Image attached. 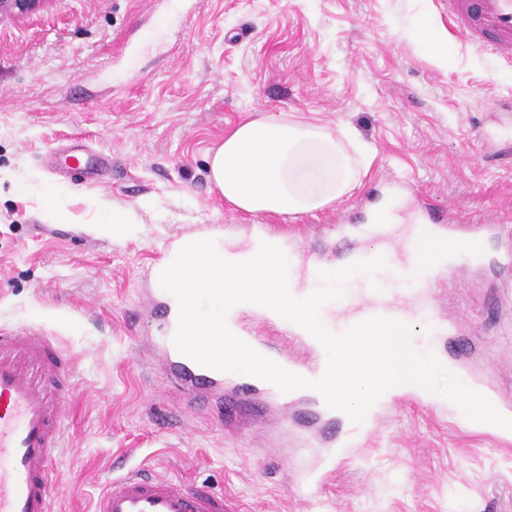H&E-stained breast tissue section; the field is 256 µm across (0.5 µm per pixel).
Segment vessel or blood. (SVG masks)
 Listing matches in <instances>:
<instances>
[{"label":"vessel or blood","mask_w":512,"mask_h":512,"mask_svg":"<svg viewBox=\"0 0 512 512\" xmlns=\"http://www.w3.org/2000/svg\"><path fill=\"white\" fill-rule=\"evenodd\" d=\"M451 28L478 50L497 55L512 64V0H448ZM55 163L64 168L79 167L99 174L107 165L105 156L89 148H71L56 153ZM408 214L422 225L427 236L444 242L461 265H480L484 259L476 246L485 232L512 233L503 224L455 223L449 210L421 198L411 203ZM411 283L402 299H394L384 288L387 276ZM376 283L342 297L332 333L373 317L404 321L417 318L428 336H439L452 325L433 309L434 273L416 277L412 261L387 263L376 272ZM232 332L260 354L286 370L310 380L319 379L327 366L321 343L297 324L282 329L273 326L268 308L253 306L250 314L233 319ZM152 350L159 358L172 389L183 399L187 412L205 408L233 432L241 427V413L256 407L258 399L283 396L264 380L235 383L231 373L204 367L181 354L167 334L156 336ZM76 378L74 361L63 353L52 337L41 331L20 327L0 330V512H52L56 482L52 458L64 432L65 398ZM287 396L298 402L299 392ZM427 394L419 388L394 387L385 402L372 406L362 423L346 421L345 428L329 437V449L319 462L308 468L296 493L314 499L325 490L346 461L348 448L367 446L374 437L385 407H424ZM94 512H227L223 493L187 484L170 477H149L131 473L110 479L98 498Z\"/></svg>","instance_id":"1"}]
</instances>
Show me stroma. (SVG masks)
Instances as JSON below:
<instances>
[{
	"label": "stroma",
	"instance_id": "35a3bbf8",
	"mask_svg": "<svg viewBox=\"0 0 512 512\" xmlns=\"http://www.w3.org/2000/svg\"><path fill=\"white\" fill-rule=\"evenodd\" d=\"M183 2L193 11L161 48L139 41L164 0H49L0 23V330L43 331L77 364L54 512H92L108 478L143 470L242 512H512V447L409 407L388 409L328 493L305 500L259 426L228 435L207 411L182 415L141 343L159 325L151 267L182 234L273 224L338 264L368 240L337 234V215L358 216L395 178L463 224L512 214V66L451 31L446 0ZM424 19L446 34L447 64L424 47ZM261 111L353 127L376 151L362 188L294 220L231 210L207 156ZM72 139L111 169L95 181L49 171V150ZM33 184L69 191L67 221L45 219ZM92 199L137 208L141 232L96 237ZM451 280L436 293L458 326L436 342L448 369L512 394V269L462 266Z\"/></svg>",
	"mask_w": 512,
	"mask_h": 512
}]
</instances>
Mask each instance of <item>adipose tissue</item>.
<instances>
[{"mask_svg": "<svg viewBox=\"0 0 512 512\" xmlns=\"http://www.w3.org/2000/svg\"><path fill=\"white\" fill-rule=\"evenodd\" d=\"M373 158L350 128L332 132L285 112L240 121L208 156V179L225 204L248 214L284 219L329 207L361 182ZM94 206L99 237L126 238L140 229L134 208Z\"/></svg>", "mask_w": 512, "mask_h": 512, "instance_id": "adipose-tissue-1", "label": "adipose tissue"}]
</instances>
